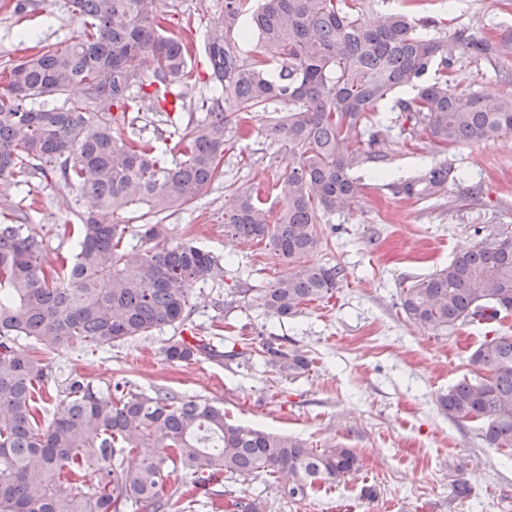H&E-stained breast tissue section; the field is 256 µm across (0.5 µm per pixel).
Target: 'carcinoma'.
Here are the masks:
<instances>
[{"label": "carcinoma", "mask_w": 512, "mask_h": 512, "mask_svg": "<svg viewBox=\"0 0 512 512\" xmlns=\"http://www.w3.org/2000/svg\"><path fill=\"white\" fill-rule=\"evenodd\" d=\"M80 29L64 47L4 67L0 80V183L15 187L36 173L79 187L91 209L69 230L76 253L56 268L41 265L43 241L27 224H0V512H168L172 478L221 498L218 478L264 475L289 501L306 499L322 481L360 469L341 444L311 448L297 437L237 424L207 399L159 388L103 392L73 379L68 409L48 422L40 406L48 365L17 345L103 348L156 327L184 322L197 281L224 280V261L183 240L136 251L128 208L159 216L191 204L223 174L229 141L250 133L254 112L270 113L265 138L288 151V172L266 190L237 191L224 210V233L267 242L288 271L257 299L277 317L330 298L344 280L338 265L304 262L320 247L324 218L350 208L364 186L351 171L387 157L379 107L404 118L410 147L423 130L443 149L486 144L512 133V95L492 104L448 88V69L495 51L486 38L423 35L419 23L388 13L367 23L357 0H214L207 24L204 118L180 127L197 87L187 33L169 32L161 0H71ZM248 50H243V47ZM147 59L145 76L135 62ZM411 89L412 98L397 93ZM77 90L80 97L72 99ZM47 97H63L51 106ZM175 100L169 109V99ZM166 115L179 157L153 140L115 134L130 114ZM453 170L444 164L387 184L395 197L443 198ZM278 205L269 203L270 197ZM407 319L440 336L474 322L512 316V227L502 224L447 266L403 289ZM262 349L282 373L309 359L285 338ZM183 362L236 356L199 336L165 348ZM476 372L448 388V418L480 419L488 448H512V334L496 332L470 353ZM156 448L172 453L159 457ZM134 455L133 470L123 466Z\"/></svg>", "instance_id": "carcinoma-1"}]
</instances>
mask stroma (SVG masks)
<instances>
[{
  "instance_id": "obj_1",
  "label": "stroma",
  "mask_w": 512,
  "mask_h": 512,
  "mask_svg": "<svg viewBox=\"0 0 512 512\" xmlns=\"http://www.w3.org/2000/svg\"><path fill=\"white\" fill-rule=\"evenodd\" d=\"M365 18L401 12L435 20L447 35L490 38L494 54L460 59L448 73L456 90L499 99L512 93V0H363ZM69 0H41L25 18L0 7V62L30 56L39 43L59 47L77 36ZM388 125L389 157L355 168L366 189L349 210L328 218L312 264H337L345 279L329 299L304 306L288 318L267 316L257 302L230 304L235 285L268 287L286 268L264 246L241 247L224 234V207L236 190L265 188L285 172L289 157L261 131L266 113H256L249 137L231 140L224 154V177L197 202L160 215L165 232L155 247L194 238L227 258L221 283H197L193 309L180 326L94 349L65 347L44 353L50 370L48 417L68 403V380L82 377L100 390L121 384L139 392L168 389L223 406L228 419L258 429L287 433L313 448L336 443L351 448L360 470L322 484L300 502L267 489L263 477L227 482L221 512H235L233 500L255 503L257 512H512V450L494 449L480 438L481 421L455 422L441 412L438 397L470 376L472 349L487 325H465L433 336L408 321L400 293L414 281L447 266L459 252L484 237L485 229L512 225V135L479 146L441 152L428 135L416 148L402 145ZM444 163L455 169L445 199L416 200L390 194L395 177H411ZM87 206L78 187L58 177L35 175L27 187L11 190L0 212L27 214L42 237L44 266L58 265L72 242L65 222H77ZM223 326L230 341L248 346L247 358L220 362L207 358L171 363L163 354L169 340L211 336ZM270 330L293 341L309 357L305 372L289 376L267 363L259 343ZM469 483V497L451 496L455 481Z\"/></svg>"
}]
</instances>
